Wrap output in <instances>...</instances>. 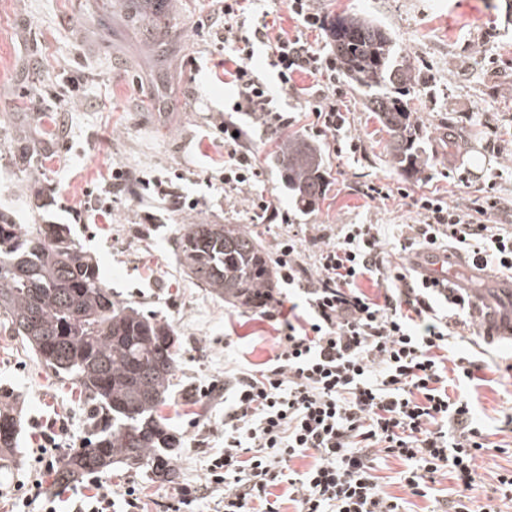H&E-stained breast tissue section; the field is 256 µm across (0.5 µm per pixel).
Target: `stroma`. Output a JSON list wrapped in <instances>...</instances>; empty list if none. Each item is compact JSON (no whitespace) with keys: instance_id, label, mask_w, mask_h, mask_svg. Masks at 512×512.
I'll return each instance as SVG.
<instances>
[{"instance_id":"1","label":"stroma","mask_w":512,"mask_h":512,"mask_svg":"<svg viewBox=\"0 0 512 512\" xmlns=\"http://www.w3.org/2000/svg\"><path fill=\"white\" fill-rule=\"evenodd\" d=\"M324 17L356 14L379 22L415 67L410 104L423 131V169L400 176L388 153L389 136L347 85L341 109L346 130L360 136L365 153L328 158L331 184L317 207L299 211L272 159L275 139L260 134L249 116L236 122L251 135L262 177L224 187V69L213 54L211 0H165V26L149 30L134 21L135 0H0V209L25 225L32 211L43 223L69 225L97 260L116 300L166 321L179 338L178 367L163 408L181 441L172 458L174 483L149 472L115 467L105 475L116 495L138 490L141 512H175L174 485L208 478L210 455L224 446V400L207 394L225 373L263 368L275 353V322L210 293L177 260L186 225H250L253 197L271 198L296 215V224H261L270 257L297 224L317 225L335 241L342 225H376L393 248L403 225L417 223L400 197L369 200L363 182L381 180L415 193L436 192L467 206L495 180L512 199V23L505 0H312ZM39 111L17 109L21 98ZM498 127L496 149L486 141ZM457 143L448 147L447 134ZM127 169L124 184L112 170ZM158 179L172 198L157 196L145 180ZM195 198L196 208H175L173 197ZM484 364L470 391L491 450L477 460L470 492L475 504L491 496L497 473L512 469V377L501 367L512 338L488 343L474 320L448 340V357ZM0 391L14 397L21 434L13 462L0 470V512H19L31 480L53 486L32 448L33 420L65 421L62 452L82 445L91 406L72 381L57 377L18 337L0 331ZM402 461L379 456L373 474L392 495L406 497L409 512H435L452 498L449 476L438 477L427 497L406 496Z\"/></svg>"}]
</instances>
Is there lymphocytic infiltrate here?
I'll use <instances>...</instances> for the list:
<instances>
[{
    "label": "lymphocytic infiltrate",
    "instance_id": "lymphocytic-infiltrate-1",
    "mask_svg": "<svg viewBox=\"0 0 512 512\" xmlns=\"http://www.w3.org/2000/svg\"><path fill=\"white\" fill-rule=\"evenodd\" d=\"M224 26L217 48L224 53L232 111L278 132L293 119L277 95L304 98L314 137L330 141L334 154L360 153L359 138L342 136L346 118L336 57L302 36L272 33L267 21L249 16L245 0H214ZM264 55V67L253 59ZM322 76V88L300 94L294 76ZM224 185L234 189L260 171L251 138L225 120ZM487 184L461 208L433 194L410 195L394 184L370 181L371 200L398 193L419 215L398 241L401 253L455 244L469 263L512 272V230L498 224L505 206ZM302 241L281 250V278L297 286L304 305L286 317L261 304L260 314L278 320L277 352L260 370H245L211 383L210 391L232 396L224 410V450L207 466L203 487L175 488L178 504L191 506L213 496L221 512H281L272 500L284 484L295 512H407L404 498L379 485L372 474L377 454L400 459V482L410 495L427 496L441 471L456 488L452 512H501L488 503L473 510L470 491L477 460L489 450L473 406L460 388L473 381L478 365L458 357L447 371L442 352L472 301L464 291H447L407 266L391 265L375 225L346 224L336 242L318 248L316 267L302 260ZM376 280L371 297L358 282ZM313 458L307 470L292 459Z\"/></svg>",
    "mask_w": 512,
    "mask_h": 512
}]
</instances>
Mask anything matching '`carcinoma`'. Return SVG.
Returning <instances> with one entry per match:
<instances>
[{"label":"carcinoma","mask_w":512,"mask_h":512,"mask_svg":"<svg viewBox=\"0 0 512 512\" xmlns=\"http://www.w3.org/2000/svg\"><path fill=\"white\" fill-rule=\"evenodd\" d=\"M163 14L142 0L141 22L160 26ZM330 37L343 75L369 97V110L390 136L399 174H418L420 130L408 106L414 76L398 60L381 26L341 13L330 20ZM275 161L288 192L303 206L324 195L329 171L319 148L299 136L277 144ZM188 274L227 301L253 308L272 298L271 259L256 236L232 224H189L177 243ZM0 328L20 338L41 362L70 379L94 405L81 447L58 464L55 482L115 465L149 469L169 479L171 454L180 440L163 423L177 367L173 328L130 303L112 298L100 268L66 224H41L21 231L0 212ZM15 410L0 408V461L18 446Z\"/></svg>","instance_id":"obj_1"}]
</instances>
